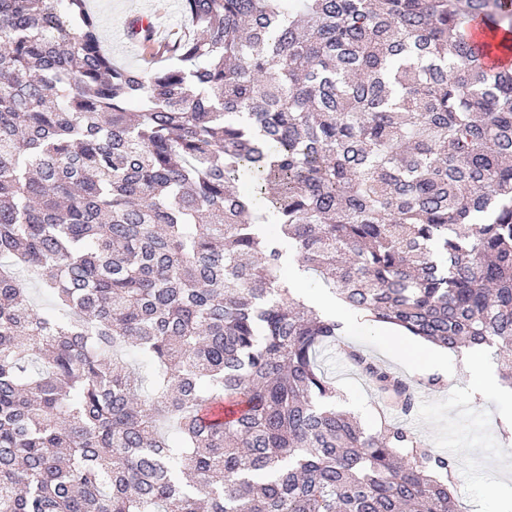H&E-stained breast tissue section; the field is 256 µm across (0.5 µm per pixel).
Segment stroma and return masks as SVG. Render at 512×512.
<instances>
[{
	"instance_id": "35a3bbf8",
	"label": "stroma",
	"mask_w": 512,
	"mask_h": 512,
	"mask_svg": "<svg viewBox=\"0 0 512 512\" xmlns=\"http://www.w3.org/2000/svg\"><path fill=\"white\" fill-rule=\"evenodd\" d=\"M154 2L90 0L113 60L132 67L142 63L140 47L126 36L127 25L134 17L155 15L157 28L166 31L183 26L179 6L167 5L158 14ZM341 339L390 371L418 381L419 404L405 423L433 448L453 458L458 512H481L501 495L512 499V435L500 428L501 406L495 397L473 401V383L460 377L452 364L441 372V384L427 385L431 371L421 367L418 353L406 346L405 336L346 331ZM319 362L336 383L337 409L350 413L366 430H374L377 398L372 386L350 364H337L332 349L322 350Z\"/></svg>"
}]
</instances>
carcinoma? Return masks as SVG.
Returning a JSON list of instances; mask_svg holds the SVG:
<instances>
[{
	"mask_svg": "<svg viewBox=\"0 0 512 512\" xmlns=\"http://www.w3.org/2000/svg\"><path fill=\"white\" fill-rule=\"evenodd\" d=\"M182 6L132 70L87 0H0V512H455L447 455L333 406L282 246L512 379V68L469 33L512 53V0Z\"/></svg>",
	"mask_w": 512,
	"mask_h": 512,
	"instance_id": "cac0c4a2",
	"label": "carcinoma"
}]
</instances>
